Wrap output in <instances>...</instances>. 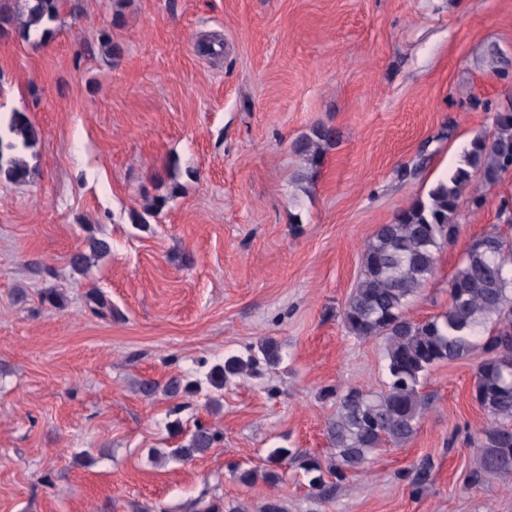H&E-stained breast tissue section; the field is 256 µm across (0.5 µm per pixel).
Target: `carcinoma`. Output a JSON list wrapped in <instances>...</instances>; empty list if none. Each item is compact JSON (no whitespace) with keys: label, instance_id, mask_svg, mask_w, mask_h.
Returning a JSON list of instances; mask_svg holds the SVG:
<instances>
[{"label":"carcinoma","instance_id":"carcinoma-1","mask_svg":"<svg viewBox=\"0 0 512 512\" xmlns=\"http://www.w3.org/2000/svg\"><path fill=\"white\" fill-rule=\"evenodd\" d=\"M26 20L17 24L9 0H0V31L28 39L46 24L55 21L61 0H26ZM492 138L475 136L463 150L459 165L447 178L433 185L427 196L399 210L391 223L378 227L362 255L361 275L348 298L342 319L347 331L363 339L381 338L385 344L387 382L371 394L357 385L327 388L324 397L336 399V414L327 427V441L333 463L317 458L301 468L308 487L320 498L331 499L336 490L378 451L387 446L402 447L415 435L429 407L423 384L430 370L444 362L471 356L479 350L485 358L477 363L473 399L488 416L480 430L477 452L467 474L470 486H480L494 478H512V240L492 229L472 240L464 257L448 281V309L424 321L407 313L410 302L433 277L438 250L455 242L456 217L463 204L471 209L485 205L480 180L497 183L512 170V106L496 110ZM36 140V130L28 116L12 113L6 137L0 136V175L13 182H25L32 170L20 155ZM336 145V131L318 126L292 143L295 154L308 167L297 182H310L317 173L325 150ZM167 197L156 196L144 212L130 213L131 223L144 229L145 215L162 210ZM90 254L70 257L74 270L83 272L90 256L110 251L108 242L93 239ZM283 361L277 342L271 338L251 346L244 354L224 357L212 366L206 382L214 392L238 379L256 378ZM171 397L192 395L198 383H183L174 377L164 387ZM216 428L198 422L188 440L170 449L167 457L188 462L207 453L219 442ZM296 452L290 448L269 451V469L258 474L254 468L231 467L233 478L252 485L258 477L277 483L280 471L292 464Z\"/></svg>","mask_w":512,"mask_h":512}]
</instances>
